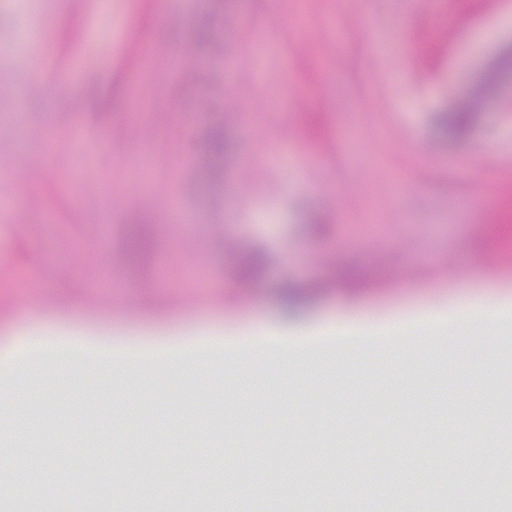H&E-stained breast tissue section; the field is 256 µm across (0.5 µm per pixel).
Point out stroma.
Instances as JSON below:
<instances>
[{"mask_svg": "<svg viewBox=\"0 0 512 512\" xmlns=\"http://www.w3.org/2000/svg\"><path fill=\"white\" fill-rule=\"evenodd\" d=\"M177 2L171 24L145 0H0V88L16 93L0 104V159L15 173L0 194V344L44 340L6 367L0 484L57 512L52 477L31 472L52 450L75 510L94 487L175 512L205 482L208 512H254L295 477L303 512H469L471 472L492 486L512 461V262L484 241L512 170V69L464 138L443 136L437 112L468 100L512 45V0H356L350 13L337 0ZM233 18L269 49L230 47ZM133 37L152 44L147 68L125 52ZM298 91L324 115L319 140L285 105ZM137 92L148 109H131ZM216 124L231 139L220 173ZM137 213L160 235L142 273L120 262ZM317 217L325 235L309 229ZM253 248L266 277L244 288L233 268ZM348 264L383 283L286 312L282 285ZM267 329L285 349L261 341ZM489 350L483 383L460 386L458 369ZM446 401L468 421L448 447L475 449L456 456L443 498Z\"/></svg>", "mask_w": 512, "mask_h": 512, "instance_id": "stroma-1", "label": "stroma"}]
</instances>
